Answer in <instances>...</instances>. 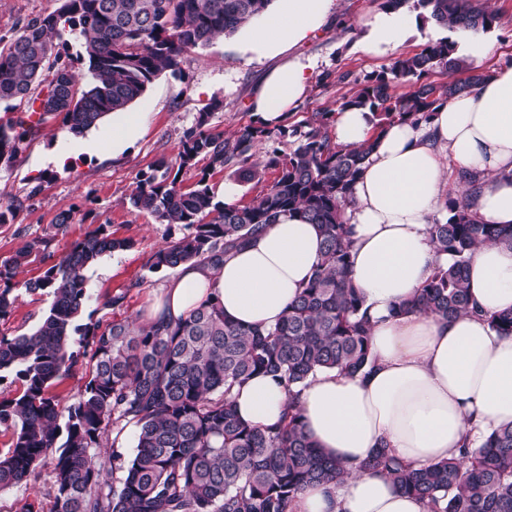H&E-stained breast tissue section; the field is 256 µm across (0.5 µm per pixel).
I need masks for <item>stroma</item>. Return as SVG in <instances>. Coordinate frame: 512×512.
Here are the masks:
<instances>
[{"instance_id": "stroma-1", "label": "stroma", "mask_w": 512, "mask_h": 512, "mask_svg": "<svg viewBox=\"0 0 512 512\" xmlns=\"http://www.w3.org/2000/svg\"><path fill=\"white\" fill-rule=\"evenodd\" d=\"M494 3L501 20L485 34L493 46L482 63L486 69L512 60V0ZM59 6L60 0H0V38L10 39L24 21L53 12ZM380 9L381 0H337V26L316 33L297 46V53L313 59L316 67L307 96L288 112L286 126L300 127L316 113L337 110L339 99L355 92L369 75L420 51L433 37L446 35L441 28L432 36L422 33L396 51L381 55L354 51L355 30ZM232 42L229 36L214 40L210 46L185 55L179 73L162 72L148 84L144 96L131 106L132 111L143 115L140 134L123 153L112 152V122L107 119L84 134L85 139L99 143V153L55 163L53 155L67 152L75 139L56 120L39 137L26 143L13 164L0 166V200L23 204L13 221L0 224V262L9 259L25 241L44 236L61 211L72 207L77 210L73 224L51 241L47 253L20 268L15 278L18 300L11 316L0 321V334L16 336L38 326L49 311L51 298L27 293L25 282L41 276L73 242L100 224L107 225L113 237L132 240L133 245L103 256L88 270L85 312L92 322L105 327L115 321L141 319L162 286L177 276L174 268L150 271V260L158 249L187 235V227L157 223L148 213L133 208L128 197L139 172L162 160L175 164L185 131L212 99L224 103L223 110L210 118L215 130L231 133L251 124L250 97L265 68L245 64L231 52ZM274 177L271 169L260 171L252 179L230 169L215 170L210 173L208 184L219 201L224 198L225 183L236 184L239 200L245 203ZM117 294L123 295V305L107 307V300ZM52 482V474L46 469L38 480L0 490V512H18L29 500L37 501L40 512H53Z\"/></svg>"}]
</instances>
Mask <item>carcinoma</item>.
I'll use <instances>...</instances> for the list:
<instances>
[{
    "label": "carcinoma",
    "mask_w": 512,
    "mask_h": 512,
    "mask_svg": "<svg viewBox=\"0 0 512 512\" xmlns=\"http://www.w3.org/2000/svg\"><path fill=\"white\" fill-rule=\"evenodd\" d=\"M271 2L61 0L58 9L28 20L0 49V165H11L51 118L81 134L127 109L154 76L179 71L187 52L234 34ZM410 2L418 18L449 30L485 32L500 22L497 11L477 0H382V7L397 10ZM72 39L83 52H71ZM454 51L455 42L444 37L397 59L342 98L338 111L371 113V135L356 146L333 142L331 111L316 114L304 131L247 125L228 136L210 127L223 101L205 105L184 133L179 154L181 169L199 157L207 160L195 186L183 188L179 173L163 162L136 177L132 207L161 224L192 228L157 250L150 270L189 262L218 267L224 254L283 213L317 225L323 238L319 263L281 322L269 329L235 324L209 302L176 321H123L102 329L81 322L86 273L102 255L127 249L132 241L112 238L105 224L88 232L42 276L25 283L28 293L52 296L35 331L0 336V381L12 376L23 387L20 395L0 401V424L14 429L12 447L0 455V490L36 479L48 467L54 512H292L309 485L342 480L344 465L304 430L297 388L321 370L355 375L371 362L369 318L349 277L351 229L344 210L378 133L396 121L418 123L434 106L482 82V73ZM437 69L465 77L428 81ZM404 84L408 92L391 93ZM45 95L57 103L52 112L36 107ZM286 136L297 137L292 153L283 158L274 151L263 164L254 161L257 144ZM260 166L276 171L265 190L244 204L214 201L207 172L235 168L254 177ZM431 234L453 262L437 265L399 311L446 319L474 311L470 259L485 244L512 248V224L482 222L450 196ZM49 242L26 241L0 264V319L17 301L15 271ZM489 321L498 335L512 337V310ZM87 353L92 370L84 391L63 406L50 388ZM257 374L288 394V410L271 426L245 423L230 398L234 386ZM129 426L136 431L129 458L99 452L114 447ZM361 470L386 474L397 489L421 500L426 512H512V427L493 431L476 448L463 443L458 459L419 468L379 448Z\"/></svg>",
    "instance_id": "obj_1"
}]
</instances>
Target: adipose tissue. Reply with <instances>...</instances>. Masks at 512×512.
<instances>
[{
	"mask_svg": "<svg viewBox=\"0 0 512 512\" xmlns=\"http://www.w3.org/2000/svg\"><path fill=\"white\" fill-rule=\"evenodd\" d=\"M336 0H274L241 27L234 49L245 63L277 59L251 101L256 123L281 125L310 88L313 64L292 55L297 44L325 27ZM404 9L376 13L358 48L369 54L398 49L417 30ZM453 160L477 179L478 191L458 187L473 212L492 224H512V62L488 69L479 86L450 99L429 121L398 122L378 139L353 187L346 210L352 229L351 278L371 322L372 361L360 374L335 370L308 379L297 402L304 429L317 447L346 468L335 485L308 488L295 512H424L360 463L379 448L420 466L457 457L464 440L481 442L512 425V337L497 336L488 317L512 310V248L486 244L475 251L469 280L475 313L448 320L399 313L439 263L430 218L448 196ZM322 238L316 225L280 216L215 268L185 264L151 306L149 318L187 316L204 301L225 316L268 328L285 314L317 265ZM240 418L267 426L282 416L286 395L258 375L234 387Z\"/></svg>",
	"mask_w": 512,
	"mask_h": 512,
	"instance_id": "obj_1",
	"label": "adipose tissue"
}]
</instances>
